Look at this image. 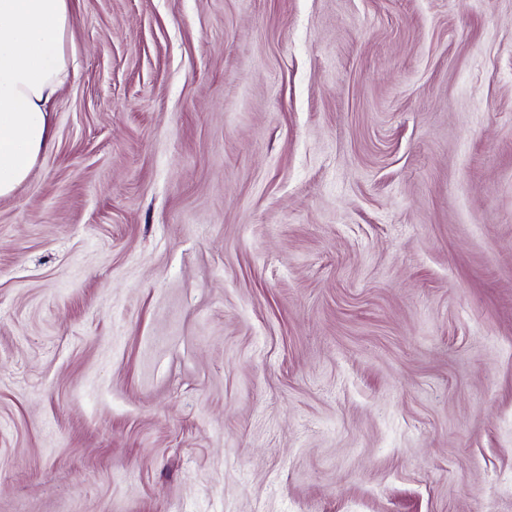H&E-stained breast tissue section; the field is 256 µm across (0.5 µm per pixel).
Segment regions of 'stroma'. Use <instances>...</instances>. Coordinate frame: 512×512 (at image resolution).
I'll use <instances>...</instances> for the list:
<instances>
[{
    "mask_svg": "<svg viewBox=\"0 0 512 512\" xmlns=\"http://www.w3.org/2000/svg\"><path fill=\"white\" fill-rule=\"evenodd\" d=\"M75 2L0 512H512V0Z\"/></svg>",
    "mask_w": 512,
    "mask_h": 512,
    "instance_id": "35a3bbf8",
    "label": "stroma"
}]
</instances>
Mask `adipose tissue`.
Returning a JSON list of instances; mask_svg holds the SVG:
<instances>
[{"label":"adipose tissue","mask_w":512,"mask_h":512,"mask_svg":"<svg viewBox=\"0 0 512 512\" xmlns=\"http://www.w3.org/2000/svg\"><path fill=\"white\" fill-rule=\"evenodd\" d=\"M72 0H0V198L51 146L50 107L68 77Z\"/></svg>","instance_id":"obj_1"}]
</instances>
